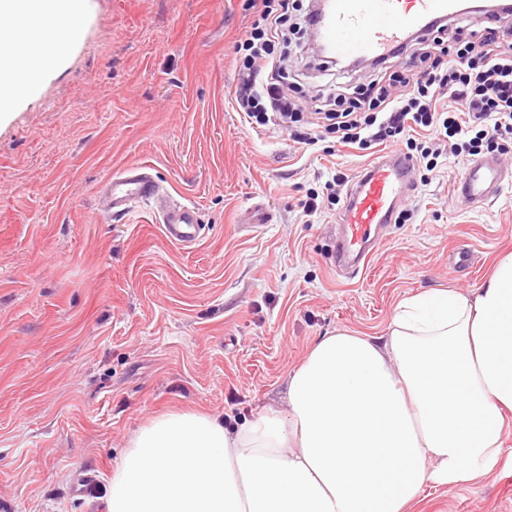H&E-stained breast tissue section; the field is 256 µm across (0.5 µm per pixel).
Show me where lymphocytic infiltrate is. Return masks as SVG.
Returning a JSON list of instances; mask_svg holds the SVG:
<instances>
[{
    "instance_id": "lymphocytic-infiltrate-1",
    "label": "lymphocytic infiltrate",
    "mask_w": 512,
    "mask_h": 512,
    "mask_svg": "<svg viewBox=\"0 0 512 512\" xmlns=\"http://www.w3.org/2000/svg\"><path fill=\"white\" fill-rule=\"evenodd\" d=\"M254 20L237 41L238 81L233 106L245 124L257 130L270 124L288 131L297 143L312 146L323 133L339 144L360 150L405 140L419 151L427 169H435L443 153L474 156L512 144V50L499 47V30L458 28L447 39L443 25L430 27L428 48H398V66L389 75L336 90L327 99H308L290 79L285 56L277 48L295 25L296 0H253ZM460 102L466 117L441 113L437 95ZM429 128L435 144L418 146L410 130Z\"/></svg>"
}]
</instances>
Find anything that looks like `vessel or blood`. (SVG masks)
<instances>
[{
  "instance_id": "b4317fda",
  "label": "vessel or blood",
  "mask_w": 512,
  "mask_h": 512,
  "mask_svg": "<svg viewBox=\"0 0 512 512\" xmlns=\"http://www.w3.org/2000/svg\"><path fill=\"white\" fill-rule=\"evenodd\" d=\"M459 8L460 0H331L318 35L336 58L376 60L405 44L411 34ZM413 171V161L399 151L379 154L361 168L341 212L337 268L350 275L364 271L382 230L394 223L413 185ZM511 179L512 172L495 159L478 158L455 181L454 193L460 205L478 207L494 198ZM104 191L110 218L124 216L134 204L161 197L156 180L134 164L114 173ZM160 217L161 231L172 244L189 248L199 241L202 226L195 206L167 207Z\"/></svg>"
}]
</instances>
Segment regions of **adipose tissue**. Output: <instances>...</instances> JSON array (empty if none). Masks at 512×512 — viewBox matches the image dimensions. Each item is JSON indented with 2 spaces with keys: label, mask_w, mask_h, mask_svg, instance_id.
Segmentation results:
<instances>
[{
  "label": "adipose tissue",
  "mask_w": 512,
  "mask_h": 512,
  "mask_svg": "<svg viewBox=\"0 0 512 512\" xmlns=\"http://www.w3.org/2000/svg\"><path fill=\"white\" fill-rule=\"evenodd\" d=\"M89 0H0V109L36 93L84 29ZM32 49L11 51L15 24ZM512 425V252L464 294L401 300L377 335L320 337L287 406L228 429L171 412L131 437L107 512H413L426 483L477 480Z\"/></svg>",
  "instance_id": "obj_1"
}]
</instances>
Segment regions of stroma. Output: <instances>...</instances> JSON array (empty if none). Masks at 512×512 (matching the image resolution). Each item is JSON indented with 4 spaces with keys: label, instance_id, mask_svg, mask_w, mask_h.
I'll use <instances>...</instances> for the list:
<instances>
[{
    "label": "stroma",
    "instance_id": "1",
    "mask_svg": "<svg viewBox=\"0 0 512 512\" xmlns=\"http://www.w3.org/2000/svg\"><path fill=\"white\" fill-rule=\"evenodd\" d=\"M253 15L251 0H90L80 41L0 114V512H90L149 419L254 420L318 337L380 333L400 300L472 290L512 250V182L461 206L469 160L450 157L416 169L417 212L366 270L337 275L341 208L320 196L306 222L301 203L367 159L332 134L306 149L242 126L234 44ZM283 50L312 95L371 78ZM128 163L197 208L199 243H169L150 204L102 218ZM505 443L477 481L427 484L423 512H512V430Z\"/></svg>",
    "mask_w": 512,
    "mask_h": 512
}]
</instances>
